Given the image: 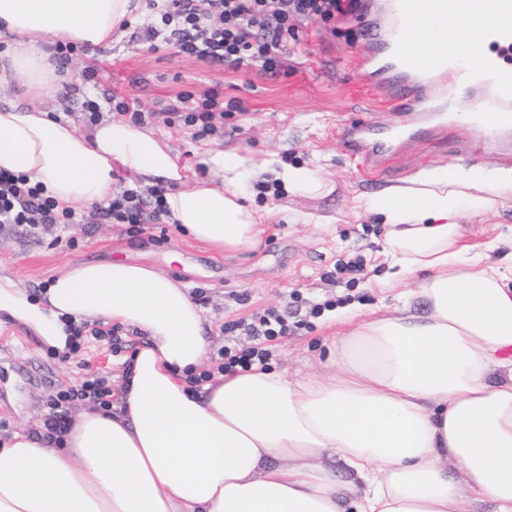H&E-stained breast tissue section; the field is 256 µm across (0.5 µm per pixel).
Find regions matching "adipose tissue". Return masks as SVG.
I'll use <instances>...</instances> for the list:
<instances>
[{
	"label": "adipose tissue",
	"instance_id": "obj_1",
	"mask_svg": "<svg viewBox=\"0 0 512 512\" xmlns=\"http://www.w3.org/2000/svg\"><path fill=\"white\" fill-rule=\"evenodd\" d=\"M132 5L0 0V30L13 36L0 50V90L55 97L46 44L110 43ZM204 164L208 178L190 185L169 146L130 122L83 134L43 109L0 108V170L76 210L106 202L117 169L166 186L169 219L217 252L261 241L268 214L244 203L258 174L290 191L323 189L315 170L268 155L212 150ZM507 192L511 169L432 168L365 200L391 227L382 254L396 277L427 272L429 310L405 303L362 319L329 347L330 373L301 380L256 367L194 388L207 350L201 313L153 267L78 263L39 297L0 277V314L54 353L69 352L87 320L145 339L109 410H82L58 432L19 430L0 446V512H472L483 500L512 512V251L460 244L457 222ZM335 459L363 481L361 495L337 481Z\"/></svg>",
	"mask_w": 512,
	"mask_h": 512
}]
</instances>
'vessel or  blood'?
I'll use <instances>...</instances> for the list:
<instances>
[{"instance_id": "b4317fda", "label": "vessel or blood", "mask_w": 512, "mask_h": 512, "mask_svg": "<svg viewBox=\"0 0 512 512\" xmlns=\"http://www.w3.org/2000/svg\"><path fill=\"white\" fill-rule=\"evenodd\" d=\"M473 0H378L377 51L362 60L367 78L379 91L400 101L408 121L392 126L375 122L347 126L342 139L364 169L384 172L412 143L439 144L448 134L445 116L450 90L470 92L465 115L475 141L492 137L505 160H512V0H490L489 7L506 26L481 38L472 17ZM451 31L470 47L466 60H434L416 56L410 42L420 26Z\"/></svg>"}]
</instances>
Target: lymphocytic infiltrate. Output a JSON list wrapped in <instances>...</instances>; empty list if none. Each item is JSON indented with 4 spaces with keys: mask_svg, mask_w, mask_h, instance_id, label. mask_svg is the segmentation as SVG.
I'll list each match as a JSON object with an SVG mask.
<instances>
[{
    "mask_svg": "<svg viewBox=\"0 0 512 512\" xmlns=\"http://www.w3.org/2000/svg\"><path fill=\"white\" fill-rule=\"evenodd\" d=\"M355 6V0H166L159 12V26L149 27L148 34L158 37L165 26L169 29L168 42L181 54L237 68L259 64L272 70L278 65L276 50L294 38L298 23L328 21L350 13ZM223 116L224 101L219 92L212 91L192 109L167 108L163 121L170 126L191 127L195 137L202 138ZM165 214L160 189L146 196L137 185H123L107 206L88 216L58 208L55 201L44 197L41 186L31 184L25 175L0 171V224H84L93 218L137 228L160 223ZM224 330L243 331L251 344L244 349L224 346L217 353L215 371L200 373L199 381H208L216 371L234 375L266 363L273 343L291 332L287 319L271 310L253 313L250 318L225 325ZM78 399L107 409L112 404V389L104 378L91 375L80 388L60 391L51 403L55 424L65 423L67 407Z\"/></svg>",
    "mask_w": 512,
    "mask_h": 512,
    "instance_id": "obj_1",
    "label": "lymphocytic infiltrate"
}]
</instances>
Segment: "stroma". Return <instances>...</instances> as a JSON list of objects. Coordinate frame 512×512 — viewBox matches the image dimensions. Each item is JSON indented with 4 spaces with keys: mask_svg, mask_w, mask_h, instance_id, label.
Returning <instances> with one entry per match:
<instances>
[{
    "mask_svg": "<svg viewBox=\"0 0 512 512\" xmlns=\"http://www.w3.org/2000/svg\"><path fill=\"white\" fill-rule=\"evenodd\" d=\"M361 10L330 21L302 22L297 37L279 51V64L234 68L177 52L145 32L153 12L118 30L106 48L77 46L65 67L69 90L39 107L71 119L87 130L84 104L102 102L113 93L146 112H160L180 97H200L216 90L224 97V124L203 140L190 129L149 123V130L167 140L174 153L190 165L188 180L206 177L205 150L272 154L290 166H314L328 193L265 190V178L253 181L247 202L254 208H277L266 236L254 252L217 254L185 236L169 221L145 225L138 232L125 224L99 222L50 226L36 231L7 224L0 227V276L13 279L38 296L51 278L67 267L116 259L147 263L184 283L201 310L209 353L225 343L224 322L247 317L256 309L288 312L292 320L309 317L312 305L339 296L350 300L312 319L278 340L269 365L290 377L326 371V347L349 331L356 318L391 307L396 294H406L418 310L420 277L405 279L384 290L380 281L390 270L378 250L388 233L380 216L358 209L360 199L434 167L494 168L503 161L492 141L474 146L470 132L452 125L444 143L412 144L386 172L371 175L358 168L345 149L339 130L366 120L388 123L401 117L399 101L384 97L360 76V63L373 49L376 22L370 0ZM97 68L96 81L84 73ZM309 224L299 223L302 215ZM463 242L480 244L495 236L502 251L512 250V194L500 197L494 209L479 217L459 218ZM362 258L365 271L354 287L332 278L336 267ZM141 338L125 327L115 335L85 337L79 350L60 356L44 350L23 326L0 324V441L12 432H39L52 414L58 391L77 386L90 374L117 386L123 360L131 359Z\"/></svg>",
    "mask_w": 512,
    "mask_h": 512,
    "instance_id": "stroma-1",
    "label": "stroma"
}]
</instances>
